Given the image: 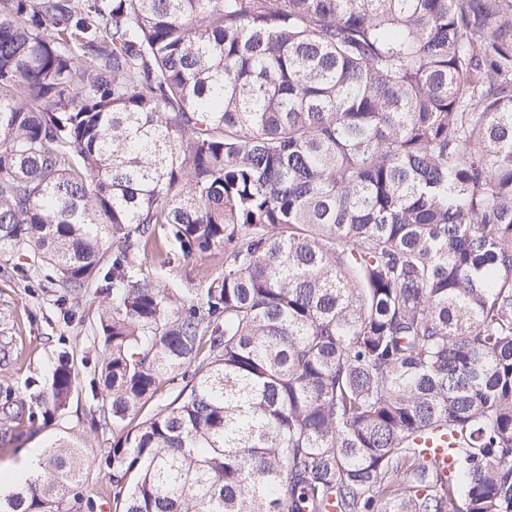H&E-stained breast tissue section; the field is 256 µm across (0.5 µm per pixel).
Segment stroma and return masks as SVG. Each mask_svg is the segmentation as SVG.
Instances as JSON below:
<instances>
[{
    "label": "stroma",
    "instance_id": "1",
    "mask_svg": "<svg viewBox=\"0 0 512 512\" xmlns=\"http://www.w3.org/2000/svg\"><path fill=\"white\" fill-rule=\"evenodd\" d=\"M149 265L160 285L173 288L198 284L202 276H217L224 270L219 255L176 257L174 263L163 264L154 253H146ZM110 297L98 283H91L80 298H73L49 279L46 270L30 271L29 262L21 256L0 257V353L10 356L8 366H0V397L5 392L23 397L27 382L43 375L49 360L59 351L73 353L76 359L97 358L100 352L93 327ZM76 310L72 322H63L60 311ZM91 368L81 371V389L69 409L51 424L36 432L0 436V470L17 463L29 449L45 450L57 439L79 446L89 462L84 496L95 503V512H113L112 469L105 461L113 437L123 428L133 427L126 420L124 427L101 433L90 423L95 404L90 382Z\"/></svg>",
    "mask_w": 512,
    "mask_h": 512
}]
</instances>
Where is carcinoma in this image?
<instances>
[{
    "label": "carcinoma",
    "instance_id": "1",
    "mask_svg": "<svg viewBox=\"0 0 512 512\" xmlns=\"http://www.w3.org/2000/svg\"><path fill=\"white\" fill-rule=\"evenodd\" d=\"M172 243L224 273L160 286ZM24 253L112 292L95 431L194 367L110 448L114 512H512V0H0ZM79 386L65 350L30 380L43 424ZM84 481L58 443L0 512Z\"/></svg>",
    "mask_w": 512,
    "mask_h": 512
}]
</instances>
